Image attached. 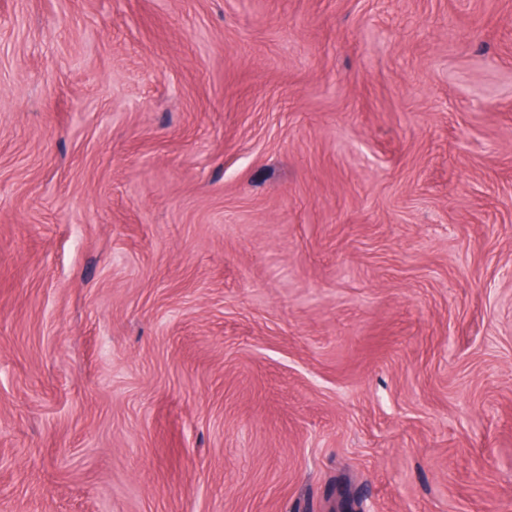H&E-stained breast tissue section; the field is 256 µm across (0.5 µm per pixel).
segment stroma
<instances>
[{
    "mask_svg": "<svg viewBox=\"0 0 512 512\" xmlns=\"http://www.w3.org/2000/svg\"><path fill=\"white\" fill-rule=\"evenodd\" d=\"M0 512H512V0H0Z\"/></svg>",
    "mask_w": 512,
    "mask_h": 512,
    "instance_id": "obj_1",
    "label": "stroma"
}]
</instances>
